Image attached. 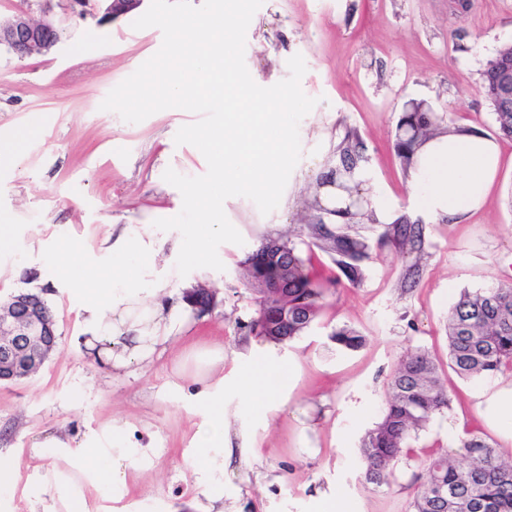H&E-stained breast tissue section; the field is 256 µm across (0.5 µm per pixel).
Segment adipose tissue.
Listing matches in <instances>:
<instances>
[{"label":"adipose tissue","mask_w":512,"mask_h":512,"mask_svg":"<svg viewBox=\"0 0 512 512\" xmlns=\"http://www.w3.org/2000/svg\"><path fill=\"white\" fill-rule=\"evenodd\" d=\"M416 154L413 197L428 215L453 219L485 206L501 163L498 142L479 133L450 131L417 147ZM161 247L153 224L143 225L133 237L114 234L103 263L87 259L65 241L53 243L54 261L78 308L82 345L91 362L127 369L145 361L178 333L188 305L162 298L173 281L156 268ZM130 253L139 256V263L126 270L122 282H115L109 259ZM223 360V344L190 340L175 362L178 374L200 385L193 399L204 411V422L195 431L193 443L211 456L205 462L197 456L184 460L200 484L206 483L209 468L224 464V379L218 374ZM120 431L116 423L90 431L77 447L62 436L37 443V452L81 461L79 467L52 474L48 480L58 512H90L89 500L102 494L114 501L123 499L129 475L147 455L126 447Z\"/></svg>","instance_id":"adipose-tissue-1"}]
</instances>
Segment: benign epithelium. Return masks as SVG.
<instances>
[{
	"label": "benign epithelium",
	"mask_w": 512,
	"mask_h": 512,
	"mask_svg": "<svg viewBox=\"0 0 512 512\" xmlns=\"http://www.w3.org/2000/svg\"><path fill=\"white\" fill-rule=\"evenodd\" d=\"M101 20L114 21L144 9L148 0H97ZM60 41L56 22L36 17L21 5L0 23V50L26 59L53 54ZM55 325L34 295L20 293L0 306V382L27 376L47 349L54 347Z\"/></svg>",
	"instance_id": "benign-epithelium-1"
}]
</instances>
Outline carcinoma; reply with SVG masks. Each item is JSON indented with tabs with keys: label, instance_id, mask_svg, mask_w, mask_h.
Returning a JSON list of instances; mask_svg holds the SVG:
<instances>
[{
	"label": "carcinoma",
	"instance_id": "1",
	"mask_svg": "<svg viewBox=\"0 0 512 512\" xmlns=\"http://www.w3.org/2000/svg\"><path fill=\"white\" fill-rule=\"evenodd\" d=\"M512 69V45L502 47L483 73V89L494 109L500 137L512 140V92L502 87L504 71ZM445 116L422 103H411L402 119L395 150L406 169L416 166L415 147L445 131ZM366 147L349 130L336 145V166L325 182L345 178L348 194L360 193ZM308 228L314 244L330 256L345 279L357 284L371 259L366 239L344 231L358 211L353 205L328 209L314 204ZM395 242L422 251L421 233L409 219L395 220ZM335 225L330 229L329 225ZM244 277L252 286L257 316L247 327L263 340L283 344L303 334L318 317L326 292L336 282L314 271L311 257L303 256L289 238H267L245 252ZM195 309L204 314L215 305V293L203 285L192 289ZM448 358L464 378L512 374V284L501 283L476 291L465 290L453 304L447 323ZM336 344L355 349L362 343L356 331L342 328L333 334ZM387 403L381 420L370 429L359 448L363 482L373 489L390 486L393 469L408 454L410 441L436 415L450 407L448 389L439 368L421 349L408 352L388 381ZM459 465L441 454L429 460L423 480L411 503V512H512V458H503L489 439L472 434L460 441Z\"/></svg>",
	"mask_w": 512,
	"mask_h": 512
}]
</instances>
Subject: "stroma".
<instances>
[{"label": "stroma", "mask_w": 512, "mask_h": 512, "mask_svg": "<svg viewBox=\"0 0 512 512\" xmlns=\"http://www.w3.org/2000/svg\"><path fill=\"white\" fill-rule=\"evenodd\" d=\"M33 14L60 22L53 55H0V137L21 130L33 139L20 159L0 165V216L17 244L0 254V304L21 291H43L53 311L58 345L38 372L0 383V459L19 460L13 492L0 512H45L41 478L52 456H33L37 440L60 433L81 439L109 419L125 424L133 445L152 444V468L138 472L117 503L96 512H323L337 494L345 512H410L416 478L430 457L456 454L462 437L487 435L512 457V438L487 422L481 391L512 386V375L458 376L448 364V310L463 290L512 283V141L501 140L502 165L486 206L451 224L424 216L394 148L397 125L410 102L448 113V128L496 137L483 72L500 47L512 44V0H264L246 33L245 64L268 87L289 75L288 59L302 55L303 92L317 101L299 124L301 158L272 213L244 197L225 201L244 242L218 250L223 270L176 273L178 251L165 243L156 257L179 289L205 283L217 296L209 313H190L188 336L224 344V429L232 453L207 485H197L183 456L202 416L191 386L173 368V352L154 356L133 373L112 374L82 356L80 320L65 285L56 283L51 254L30 250L34 240L67 238L86 256L100 255L109 225L137 234L141 225L176 216L178 189L166 169L185 176L207 171L202 153L175 145L195 113L170 108L140 123L125 122L100 105L109 91L160 48L163 35L136 30L132 16L100 19L95 4L29 0ZM366 146L361 193L381 198L394 216L420 221L423 250L377 247L391 224H353L350 234L372 243L362 280L341 278L330 257L314 251L324 276L337 278L321 314L285 345L249 333L256 314L240 262L246 247L284 234L306 248V202L329 169L346 129ZM346 327L363 342L339 347L330 335ZM431 354L450 397L412 440L394 468L390 487L361 481L360 443L380 421L387 383L407 351ZM282 366L288 381L266 413L246 405L236 384L260 360Z\"/></svg>", "instance_id": "1"}]
</instances>
